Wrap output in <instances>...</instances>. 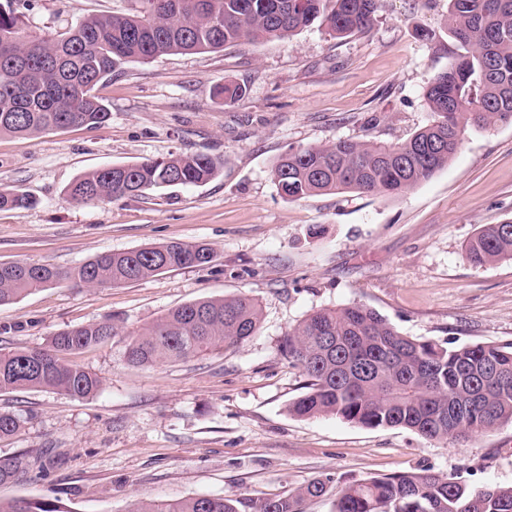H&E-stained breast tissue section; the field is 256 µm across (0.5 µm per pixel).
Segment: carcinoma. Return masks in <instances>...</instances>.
Instances as JSON below:
<instances>
[{
  "label": "carcinoma",
  "instance_id": "carcinoma-1",
  "mask_svg": "<svg viewBox=\"0 0 512 512\" xmlns=\"http://www.w3.org/2000/svg\"><path fill=\"white\" fill-rule=\"evenodd\" d=\"M128 13L89 15L53 36L25 32L30 0L0 4V135L34 137L73 127L98 128L111 112L97 85L123 63L177 53L222 50L245 40L287 38L315 22L337 38L363 33L381 0H139ZM448 30L460 51L426 90L433 121L395 144L339 140L290 150L274 168L282 197L328 192L399 195L445 168L470 126L512 123V0H448ZM224 158L208 153L114 164L78 176L68 200L90 206L217 177ZM33 199L0 188V210ZM483 267L512 260V221L483 224L465 247ZM214 258L204 243L170 242L103 252L70 271L43 264H0V306L42 288L71 282L118 287ZM258 302L246 295L181 305L128 334L124 359L152 366L206 356L254 335ZM120 335L112 320L60 330L43 347L0 348V392L45 388L77 398L101 379L70 355ZM288 361L306 377L288 411L300 418L335 415L368 428L401 427L461 443L512 423V343L445 348L401 334L358 303L319 308L288 333ZM24 419L0 412V437ZM28 473L21 458L0 460V484ZM317 477L293 492L257 500L196 495L175 501L134 499L125 512H304L307 500L331 492ZM0 512H69L50 498L0 501ZM334 512H512V485L473 488L456 473L400 472L336 492Z\"/></svg>",
  "mask_w": 512,
  "mask_h": 512
}]
</instances>
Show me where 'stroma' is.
<instances>
[{"label":"stroma","mask_w":512,"mask_h":512,"mask_svg":"<svg viewBox=\"0 0 512 512\" xmlns=\"http://www.w3.org/2000/svg\"><path fill=\"white\" fill-rule=\"evenodd\" d=\"M132 0H35L27 32L48 36ZM434 41L422 40L424 32ZM457 43L448 0H383L365 33L319 25L217 52L129 61L97 89L102 127L0 136V187L34 200L0 210V264L60 269L104 251L171 241L215 250L203 267L119 288L60 285L0 307V347L45 345L61 329L105 319L133 331L179 305L247 294L262 307L242 343L202 358L134 367L124 339L75 355L102 389L0 392V412L25 420L0 438V459L41 461L0 484V500L56 498L70 512H125L136 498L257 499L328 476L334 488L431 470L471 487L512 485V424L458 444L410 430L366 428L288 407L305 378L282 355L312 310L358 303L403 335L445 347L512 343V261L469 263L484 224L512 221V124L469 129L448 166L397 196L329 193L284 199L273 179L291 149L340 139L402 141L432 119L425 93ZM227 83L245 93L217 96ZM223 157L200 186L94 206L69 203L82 173L172 153Z\"/></svg>","instance_id":"35a3bbf8"}]
</instances>
